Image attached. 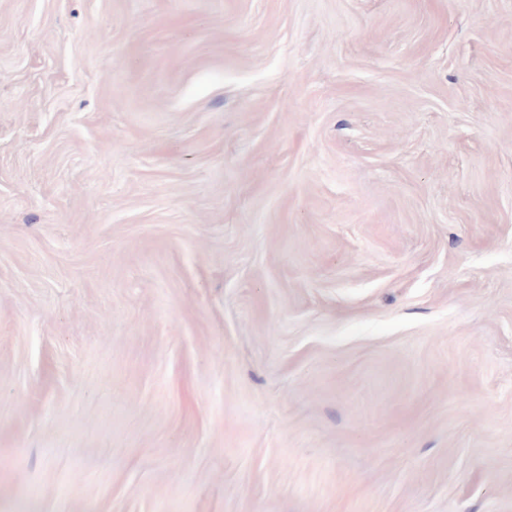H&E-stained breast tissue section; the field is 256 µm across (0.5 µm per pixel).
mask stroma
Listing matches in <instances>:
<instances>
[{
    "label": "stroma",
    "instance_id": "stroma-1",
    "mask_svg": "<svg viewBox=\"0 0 512 512\" xmlns=\"http://www.w3.org/2000/svg\"><path fill=\"white\" fill-rule=\"evenodd\" d=\"M0 512H512V0H0Z\"/></svg>",
    "mask_w": 512,
    "mask_h": 512
}]
</instances>
